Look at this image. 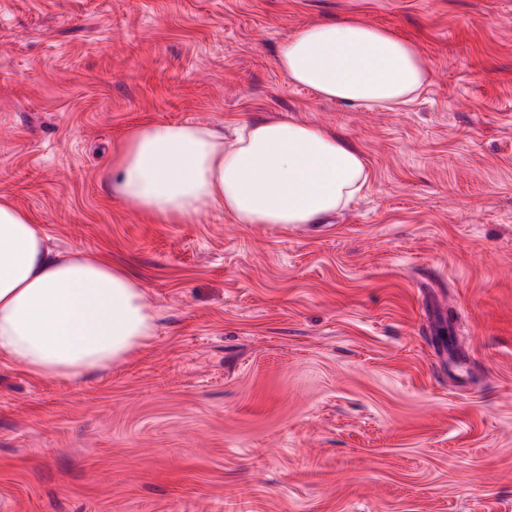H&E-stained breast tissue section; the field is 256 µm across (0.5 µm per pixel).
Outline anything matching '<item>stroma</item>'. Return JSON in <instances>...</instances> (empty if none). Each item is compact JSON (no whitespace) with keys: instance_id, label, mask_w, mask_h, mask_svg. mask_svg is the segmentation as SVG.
I'll list each match as a JSON object with an SVG mask.
<instances>
[{"instance_id":"obj_1","label":"stroma","mask_w":512,"mask_h":512,"mask_svg":"<svg viewBox=\"0 0 512 512\" xmlns=\"http://www.w3.org/2000/svg\"><path fill=\"white\" fill-rule=\"evenodd\" d=\"M342 18L415 47L412 103L288 84L280 42ZM245 119L335 131L366 190L285 231L113 194L133 126ZM1 200L132 267L155 330L0 361V512H512V0H0Z\"/></svg>"}]
</instances>
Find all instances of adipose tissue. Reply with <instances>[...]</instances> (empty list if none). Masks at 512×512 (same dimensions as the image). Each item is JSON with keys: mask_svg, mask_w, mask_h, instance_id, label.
<instances>
[{"mask_svg": "<svg viewBox=\"0 0 512 512\" xmlns=\"http://www.w3.org/2000/svg\"><path fill=\"white\" fill-rule=\"evenodd\" d=\"M276 65L327 100L393 108L430 78L410 44L354 19L303 27ZM368 180L361 154L332 131L288 120L133 128L112 160V190L162 220L210 210L235 223L287 229L346 207ZM141 281L97 254L62 255L28 213L0 203V358L45 379L123 360L152 336Z\"/></svg>", "mask_w": 512, "mask_h": 512, "instance_id": "ef3b65f1", "label": "adipose tissue"}]
</instances>
